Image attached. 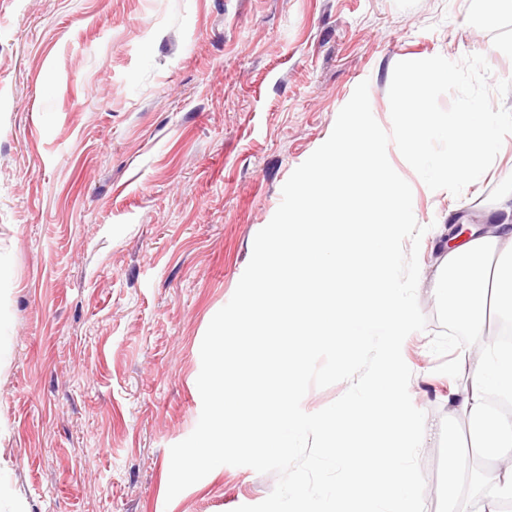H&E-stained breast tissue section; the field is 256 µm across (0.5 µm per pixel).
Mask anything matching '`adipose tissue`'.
Wrapping results in <instances>:
<instances>
[{"instance_id": "obj_1", "label": "adipose tissue", "mask_w": 512, "mask_h": 512, "mask_svg": "<svg viewBox=\"0 0 512 512\" xmlns=\"http://www.w3.org/2000/svg\"><path fill=\"white\" fill-rule=\"evenodd\" d=\"M502 210L505 217L497 234L475 233L465 244L449 249L434 283L471 337L470 347L461 352L469 364L466 388L450 406L469 419L477 447L495 460L482 477L489 512L512 503V417L491 416L489 407L490 397L512 399V345L490 341L484 322L486 292L491 287L497 290L502 313L512 318V205H503ZM493 257L498 263L490 283L486 263Z\"/></svg>"}]
</instances>
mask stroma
Returning a JSON list of instances; mask_svg holds the SVG:
<instances>
[{"label": "stroma", "mask_w": 512, "mask_h": 512, "mask_svg": "<svg viewBox=\"0 0 512 512\" xmlns=\"http://www.w3.org/2000/svg\"><path fill=\"white\" fill-rule=\"evenodd\" d=\"M483 54L512 79V13L475 0H0V512H234L277 478L222 465L166 499L195 429L212 317L292 173L368 82L390 129L395 65ZM419 225L425 331L402 346L426 414L425 512H467L448 480L468 422L448 397L467 334L434 292L449 231L494 230L512 134L461 196L396 146Z\"/></svg>", "instance_id": "obj_1"}]
</instances>
